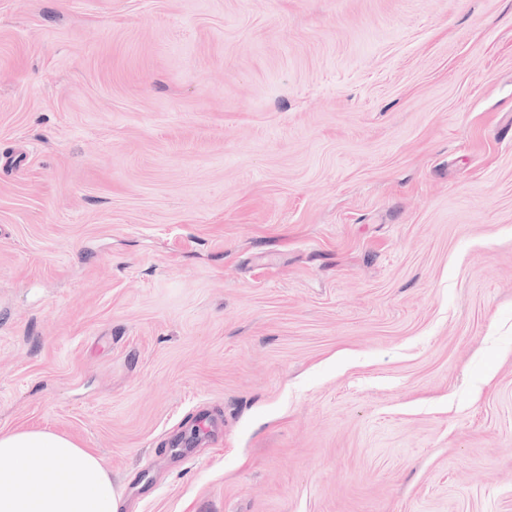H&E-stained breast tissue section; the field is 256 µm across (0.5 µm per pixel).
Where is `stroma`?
<instances>
[{
  "label": "stroma",
  "mask_w": 512,
  "mask_h": 512,
  "mask_svg": "<svg viewBox=\"0 0 512 512\" xmlns=\"http://www.w3.org/2000/svg\"><path fill=\"white\" fill-rule=\"evenodd\" d=\"M0 428L123 512H512V0H0Z\"/></svg>",
  "instance_id": "stroma-1"
}]
</instances>
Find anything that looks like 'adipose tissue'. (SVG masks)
I'll return each instance as SVG.
<instances>
[{
    "instance_id": "adipose-tissue-1",
    "label": "adipose tissue",
    "mask_w": 512,
    "mask_h": 512,
    "mask_svg": "<svg viewBox=\"0 0 512 512\" xmlns=\"http://www.w3.org/2000/svg\"><path fill=\"white\" fill-rule=\"evenodd\" d=\"M97 456L47 429H0V512H121Z\"/></svg>"
}]
</instances>
